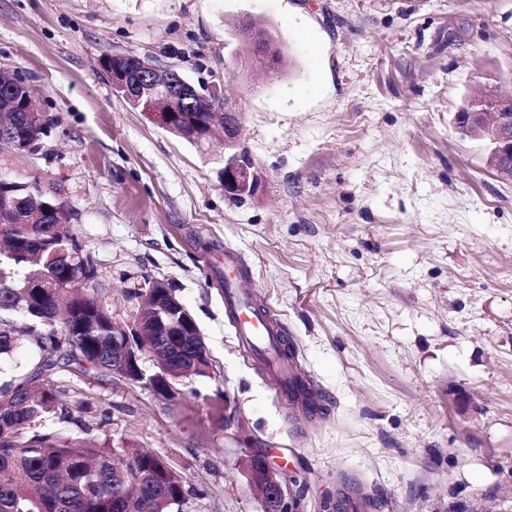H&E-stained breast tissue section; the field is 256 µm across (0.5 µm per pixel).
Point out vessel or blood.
Returning a JSON list of instances; mask_svg holds the SVG:
<instances>
[{
  "instance_id": "1",
  "label": "vessel or blood",
  "mask_w": 512,
  "mask_h": 512,
  "mask_svg": "<svg viewBox=\"0 0 512 512\" xmlns=\"http://www.w3.org/2000/svg\"><path fill=\"white\" fill-rule=\"evenodd\" d=\"M237 265V257L232 253H225L224 303L235 329L251 350L266 360L269 372L279 380L285 390L295 394L297 401H304L312 387L296 373L293 357L284 344L282 328L256 311L250 299L237 288L234 275Z\"/></svg>"
}]
</instances>
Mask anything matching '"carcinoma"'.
I'll return each instance as SVG.
<instances>
[{"mask_svg": "<svg viewBox=\"0 0 512 512\" xmlns=\"http://www.w3.org/2000/svg\"><path fill=\"white\" fill-rule=\"evenodd\" d=\"M27 93L17 72L0 69V356L11 355L20 336L43 356L37 369L0 383V512H174L186 477L164 459L43 431L50 419L71 418L65 391L44 381L48 372L74 364L112 374V313L102 300L72 292L78 280L95 284L97 263L78 236L60 230L72 214L57 187L33 173L9 176V163L34 158L49 128L43 113L17 111ZM190 106V121L169 129L173 135L186 140L199 125L224 119L203 100ZM185 312L176 297L158 314L136 312L131 342L190 352L196 337L165 329ZM142 382L160 395L177 385L158 366Z\"/></svg>", "mask_w": 512, "mask_h": 512, "instance_id": "cac0c4a2", "label": "carcinoma"}]
</instances>
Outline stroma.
Listing matches in <instances>:
<instances>
[{
    "label": "stroma",
    "mask_w": 512,
    "mask_h": 512,
    "mask_svg": "<svg viewBox=\"0 0 512 512\" xmlns=\"http://www.w3.org/2000/svg\"><path fill=\"white\" fill-rule=\"evenodd\" d=\"M243 18L278 36L277 74L242 72ZM113 54L223 86L257 190L225 193L222 137L204 149L132 109ZM1 67L51 120L46 159L13 169L60 189L95 295L126 321L128 292L170 283L211 363L172 399L55 373L75 419L51 429L181 469L179 512H263L240 464L255 440L291 512L341 492L370 512H512V182L454 124L478 88L512 89V0H0ZM227 248L317 412L227 318Z\"/></svg>",
    "instance_id": "obj_1"
}]
</instances>
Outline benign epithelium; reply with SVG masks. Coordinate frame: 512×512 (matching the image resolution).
I'll use <instances>...</instances> for the list:
<instances>
[{
  "instance_id": "obj_1",
  "label": "benign epithelium",
  "mask_w": 512,
  "mask_h": 512,
  "mask_svg": "<svg viewBox=\"0 0 512 512\" xmlns=\"http://www.w3.org/2000/svg\"><path fill=\"white\" fill-rule=\"evenodd\" d=\"M238 28L247 31L245 43L246 62L250 70L264 74H275L280 65L281 47L264 36V30L248 20H242ZM112 61L126 65L112 67L114 88L121 89L126 96L149 94L157 98H170L183 105L201 96V92L183 75L172 69L152 65L134 55H114ZM224 111V189L235 196L253 192L258 178L253 164L236 152L239 131V112L223 97L215 85L205 91ZM456 128L464 135L484 140L487 143V164L499 178L512 181V94L486 93L471 99L466 110L455 115ZM112 335L116 336L112 350L116 352V375L132 382L142 376L140 362L147 350L133 348L125 339L129 335L126 325L112 321ZM250 487L260 495L262 503L275 504V512H289L285 474L271 465L260 448L250 447L241 458Z\"/></svg>"
}]
</instances>
